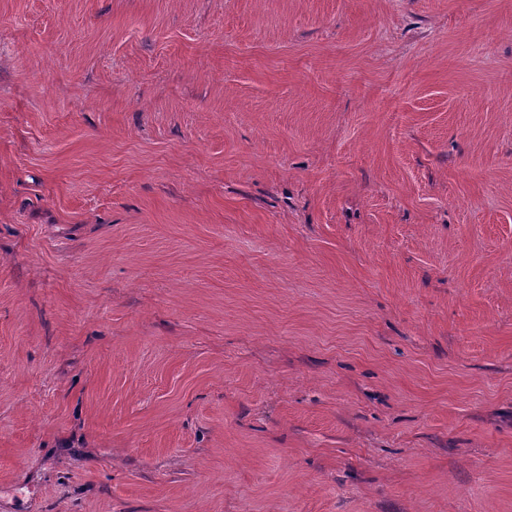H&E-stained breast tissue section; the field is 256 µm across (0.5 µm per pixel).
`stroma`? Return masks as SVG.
I'll return each instance as SVG.
<instances>
[{
  "instance_id": "35a3bbf8",
  "label": "stroma",
  "mask_w": 512,
  "mask_h": 512,
  "mask_svg": "<svg viewBox=\"0 0 512 512\" xmlns=\"http://www.w3.org/2000/svg\"><path fill=\"white\" fill-rule=\"evenodd\" d=\"M0 512H512V0H0Z\"/></svg>"
}]
</instances>
